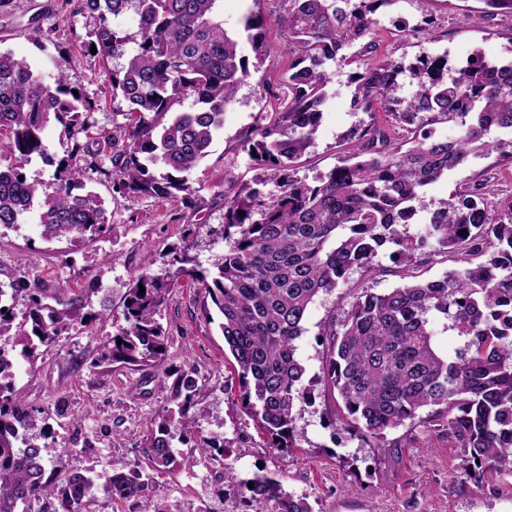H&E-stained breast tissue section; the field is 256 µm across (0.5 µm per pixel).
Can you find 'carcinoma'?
Here are the masks:
<instances>
[{
    "instance_id": "1",
    "label": "carcinoma",
    "mask_w": 512,
    "mask_h": 512,
    "mask_svg": "<svg viewBox=\"0 0 512 512\" xmlns=\"http://www.w3.org/2000/svg\"><path fill=\"white\" fill-rule=\"evenodd\" d=\"M97 19L93 45L103 58L126 57L112 69V95L129 104L128 123L94 137L112 163V191L121 196L191 198L186 174L208 153L224 128V111L250 75L238 40L218 17V0H80ZM394 0H282L277 23L287 31L293 62L285 81L288 100L270 121L241 134L240 144L261 174L224 196V252L204 268L184 251L176 270L140 274L123 300L126 321L95 358L98 363L148 367L167 355L168 338L157 320L181 280L201 286L222 316L219 324L233 358L244 413L279 451L301 447L298 407L320 395L334 402L330 425L352 430L385 456L401 447L387 433L405 425L448 440L459 450L467 478L490 481L512 475V206L491 212L496 181L475 179L439 202L423 231L411 234L426 189L462 167L471 155L498 154L512 162V60L491 61L474 52L457 65L421 54L416 62H376L367 53L377 30L376 12ZM139 18L136 50L114 19ZM435 20L418 27L398 20L402 36L433 37ZM266 19L249 14L244 31L257 62L267 54ZM366 56L346 54L354 44ZM331 63L357 65L351 106L369 121L341 138L345 154L313 181L298 176L313 145L330 81ZM415 85L409 100L397 96L400 77ZM194 107L180 110L186 97ZM393 127L376 120V109ZM89 104L73 93L64 68L46 82L25 60L0 51V144L15 163L0 167V229H15L30 215L46 240L93 241L107 228L101 199L84 191L71 164L54 173L55 190L40 195L23 164L44 155L42 132L52 121L65 133L90 134ZM448 123L451 138L420 133ZM501 135L491 138L492 131ZM269 181L280 185L265 194ZM481 259L438 279H419L416 267L435 254ZM392 262L384 266L380 257ZM390 274L401 284L387 292L350 284L355 272ZM145 293H140V287ZM338 288L348 308L320 326L321 375L308 376L297 340L316 300ZM24 300L17 320L16 302ZM83 300L64 285L50 292L25 275L0 286V512H88L100 488L114 502L141 512H179L161 502L158 478L177 463H224L216 435L181 453L196 427L186 420L196 382L180 373L173 389L180 419L150 422L146 467L114 470L102 484L76 469L61 471L67 450L44 453L56 441L41 410L15 389L9 351L34 357L83 322ZM464 338L452 355L434 343L431 315ZM426 415L419 416L420 412ZM253 487H248V482ZM244 512H311L307 497L287 491L259 469L235 484Z\"/></svg>"
}]
</instances>
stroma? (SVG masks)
<instances>
[{"label": "stroma", "instance_id": "35a3bbf8", "mask_svg": "<svg viewBox=\"0 0 512 512\" xmlns=\"http://www.w3.org/2000/svg\"><path fill=\"white\" fill-rule=\"evenodd\" d=\"M218 11L225 29L237 37L240 55L249 61L254 53L244 17L251 11L266 17L268 53L225 111L224 128L209 156L189 173L192 201L113 194L112 165L105 159L82 179L104 201L107 234L80 245L48 241L31 217L17 229L0 230L1 283L24 272L41 287L64 285L85 299L84 324L47 352L23 362L15 375L16 389L33 408L48 414L59 441L69 447L70 468L99 479L142 462L147 425L172 409L178 372L189 368L197 392L188 417L201 433L223 439L236 479L265 469L286 490L306 496L313 512H512V476L478 486L463 477L457 449L421 436L398 457H381L359 437L328 426V408L321 399L302 406L297 415L296 426L305 437L302 448L291 453L267 448L265 437L238 402V383L224 355L221 317L205 313V293L197 286L183 283L174 288L161 311L159 321L170 340L164 362L145 369L92 365L99 346L124 325L122 297L129 283L145 271L165 276L186 245L207 238L223 224L225 194L255 174L240 147L241 132L260 123L288 97L286 36L275 24L280 0H220ZM427 12L436 20L431 41L396 36V19L414 25ZM377 19L375 56L382 60L406 65L425 52L457 64L476 51L490 60L512 58V16L489 15L482 0H430L426 6L420 0H396L378 12ZM36 27L41 30L37 37L32 34ZM94 30L95 21L79 0H12L9 9L0 10V51L25 59L48 80L58 67H65L70 85L93 104L90 124L109 131L125 124L128 105L113 96L100 56L86 49ZM350 72L345 65L329 68L321 125L301 176L311 179L336 166L340 135L368 119L351 108ZM43 143L44 156L33 158L23 172L29 181L47 186L71 143L57 125L46 128ZM490 168L498 180L496 202H511L512 168L495 155H481L430 185L420 215L428 216L439 200ZM345 304L339 289L321 297L308 312L299 352L310 375L321 371L320 325ZM104 307L109 310L105 321H96ZM159 494L182 512L202 503L213 512L241 509L231 482L217 467L175 466L161 478Z\"/></svg>", "mask_w": 512, "mask_h": 512}]
</instances>
